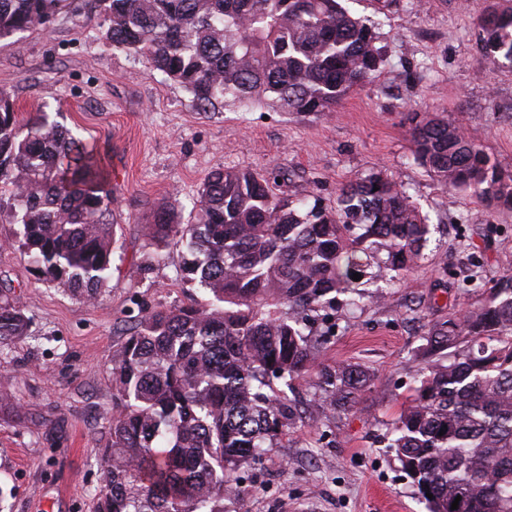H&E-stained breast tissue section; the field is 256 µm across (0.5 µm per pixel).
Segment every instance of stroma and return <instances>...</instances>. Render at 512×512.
Here are the masks:
<instances>
[{
    "label": "stroma",
    "instance_id": "stroma-1",
    "mask_svg": "<svg viewBox=\"0 0 512 512\" xmlns=\"http://www.w3.org/2000/svg\"><path fill=\"white\" fill-rule=\"evenodd\" d=\"M368 20L383 56L366 85L318 115L200 111L191 94L132 52L98 38L85 7L60 10L47 30L0 42V91L20 118L48 115L100 154L115 202L112 274L84 300L36 279L0 223V287L27 333L0 347V512H97L101 453L110 435L111 360L140 311L206 300L185 284L183 254L156 258L144 226L178 201L193 220L198 190L229 168L279 171L286 189L335 207L342 186L374 173L395 177L431 233L406 280L364 277L382 306L325 307L315 323L328 361L373 373L361 412L324 420L313 389L297 398L303 422L238 473L226 512H427L412 480L380 438L423 367L433 323L483 303L512 274V211L444 191L415 161L411 112L458 124L492 160L512 169V62L482 59L481 19L491 0H342Z\"/></svg>",
    "mask_w": 512,
    "mask_h": 512
}]
</instances>
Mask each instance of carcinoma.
<instances>
[{
    "label": "carcinoma",
    "mask_w": 512,
    "mask_h": 512,
    "mask_svg": "<svg viewBox=\"0 0 512 512\" xmlns=\"http://www.w3.org/2000/svg\"><path fill=\"white\" fill-rule=\"evenodd\" d=\"M65 0H0V41L46 28ZM100 38L181 84L203 112L272 105L332 112L382 64L374 28L339 0H85ZM484 58L512 61V4L482 23ZM414 159L444 189L512 209V170L459 127L408 118ZM278 177L227 169L198 194L194 224L174 205L146 226L150 247L186 250L183 278L206 304L146 311L112 358L110 442L97 512H224L234 474L302 421L304 381L330 420L373 375L330 363L313 314L342 295L378 304L353 274L370 261L404 277L430 225L393 177L344 185L336 208L278 194ZM112 185L93 148L64 126L22 122L0 92V222L38 280L92 300L111 274ZM27 322L0 294V344ZM412 398L382 441L428 512H512V275L478 307L433 325ZM445 434H440V430ZM431 497H426V494ZM458 508L451 509L456 497Z\"/></svg>",
    "instance_id": "cac0c4a2"
}]
</instances>
